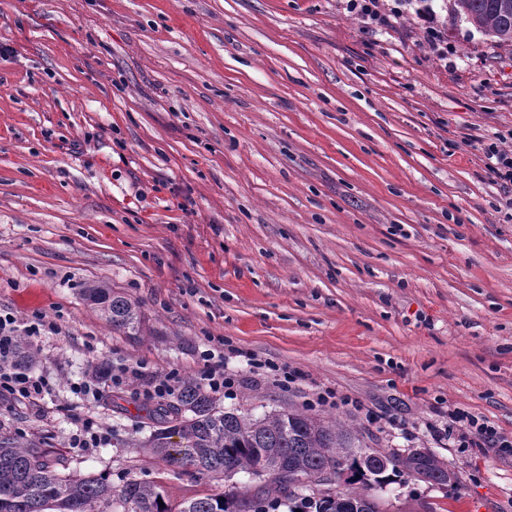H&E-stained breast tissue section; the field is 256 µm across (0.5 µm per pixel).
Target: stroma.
<instances>
[{
	"mask_svg": "<svg viewBox=\"0 0 512 512\" xmlns=\"http://www.w3.org/2000/svg\"><path fill=\"white\" fill-rule=\"evenodd\" d=\"M432 7L444 62L411 5L369 32L345 0H0V312L59 326L31 368L51 394L1 402L0 429L174 506L251 486L130 447L152 428L143 381L71 392L129 361L199 378L225 340L224 409L332 389L349 405L317 415L455 474L393 477L385 512H512V454L434 435L461 409L512 437V209L485 154L512 147V50ZM91 281L150 335L113 332ZM250 354L299 380L281 390ZM88 419L108 442L70 447ZM419 38L422 44L427 45L438 61L448 59V38L442 25L438 24L436 15L431 6L425 4L418 8ZM82 295L100 312L113 331L125 336H145L148 328L139 306L112 291L103 282H92L82 288Z\"/></svg>",
	"mask_w": 512,
	"mask_h": 512,
	"instance_id": "stroma-1",
	"label": "stroma"
}]
</instances>
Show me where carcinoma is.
Segmentation results:
<instances>
[{"instance_id":"obj_1","label":"carcinoma","mask_w":512,"mask_h":512,"mask_svg":"<svg viewBox=\"0 0 512 512\" xmlns=\"http://www.w3.org/2000/svg\"><path fill=\"white\" fill-rule=\"evenodd\" d=\"M452 9L498 46L512 47V0H453ZM82 295L112 326L126 336H144L148 328L139 306L103 282L82 288ZM157 429L137 444L162 461L211 476L253 473L277 467L283 476L266 485L231 495H207L172 510L159 506L161 486L130 478L116 488L103 474L76 475L67 460L44 441L0 432V512H248L254 500L275 510L288 501V512H376L372 491L383 488L390 474L447 483V470L429 453H389L364 445L357 430L339 420H325L289 408L261 418L226 411L193 378L183 384L175 404L154 410ZM180 442H172L173 437ZM347 470L349 487L323 491V474ZM299 472L310 485L288 489V474Z\"/></svg>"}]
</instances>
